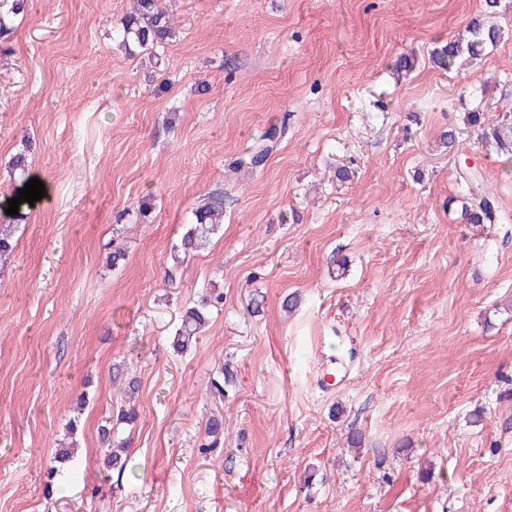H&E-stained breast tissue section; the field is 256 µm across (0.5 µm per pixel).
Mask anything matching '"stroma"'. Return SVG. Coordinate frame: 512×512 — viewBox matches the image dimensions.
Segmentation results:
<instances>
[{"instance_id":"1","label":"stroma","mask_w":512,"mask_h":512,"mask_svg":"<svg viewBox=\"0 0 512 512\" xmlns=\"http://www.w3.org/2000/svg\"><path fill=\"white\" fill-rule=\"evenodd\" d=\"M160 5L174 37L130 54L133 0H28L0 37V196L18 153L52 190L0 264V512H512V164L464 124L512 109V35L446 70L433 50L484 0ZM466 165L500 223L449 208ZM208 193L224 222L167 280ZM213 282L223 303L174 353ZM118 368L141 381L124 473L98 434ZM277 135V131H274L271 135H267L266 138L262 139V143L257 142L249 147H247L246 155L241 158L240 163L241 164H249L251 168H256L260 166L268 156V154L272 151L273 145L264 142L268 141L270 143H273L275 141Z\"/></svg>"}]
</instances>
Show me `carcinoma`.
<instances>
[{"instance_id": "carcinoma-1", "label": "carcinoma", "mask_w": 512, "mask_h": 512, "mask_svg": "<svg viewBox=\"0 0 512 512\" xmlns=\"http://www.w3.org/2000/svg\"><path fill=\"white\" fill-rule=\"evenodd\" d=\"M26 0H12L8 11L0 10V35L10 31L11 16L25 9ZM159 0H137L135 14L124 17L121 29L115 34V40L125 49L136 45L146 49L166 41L173 34L172 23L167 12L158 6ZM467 39L448 40V44L435 51V61L442 67L451 66L461 56L475 59L484 50L504 39L506 32L497 25L489 24L482 18H472L466 26ZM465 124L474 129L478 139L489 147L506 155H512V116L502 114L492 121L484 112H469ZM276 134L266 136V141L257 142L246 148V155L240 163L253 168L260 166L272 151V142ZM11 166L18 174V184L11 198H16L18 190L24 188L31 179L27 158L19 153L12 159ZM448 204L457 205L460 220L464 224H497L501 213L495 199L481 189V182L473 173L459 176L455 196ZM224 220V199L220 195H208L201 199L193 212L190 227L181 241L179 250L172 256V265L167 268L166 276L173 279L189 255L203 246L216 234ZM15 225L0 224V262L6 260L15 249ZM224 300V293L217 288L210 289L209 296L201 302L189 306L181 313V323L176 330L173 347L180 351L188 350L196 342L197 336L208 322L209 307ZM140 388L135 377H124L121 392L125 395V404L119 407L116 421H108L100 431L104 444L108 448L107 464L118 472H124L129 463L126 443L118 439L119 425H130L138 418L134 399Z\"/></svg>"}]
</instances>
